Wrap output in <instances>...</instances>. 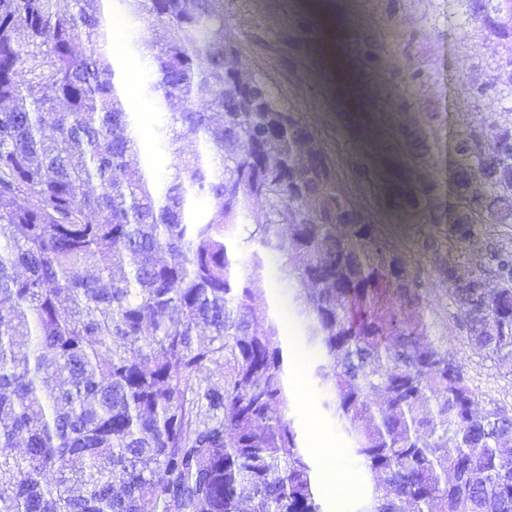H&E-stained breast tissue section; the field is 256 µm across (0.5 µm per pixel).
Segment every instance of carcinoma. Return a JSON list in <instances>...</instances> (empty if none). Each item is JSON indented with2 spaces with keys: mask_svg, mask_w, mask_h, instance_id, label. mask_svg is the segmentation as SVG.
I'll return each instance as SVG.
<instances>
[{
  "mask_svg": "<svg viewBox=\"0 0 512 512\" xmlns=\"http://www.w3.org/2000/svg\"><path fill=\"white\" fill-rule=\"evenodd\" d=\"M112 2L0 0V512H325L281 322L253 306L270 254L300 285L303 373L364 464L355 512H512V408L479 406L428 335L422 276L446 239L512 224V0H448L507 52L455 95L510 118L456 135L455 202L407 251L360 223L302 111L262 78L241 95L218 0H121L166 31L126 45L150 55L135 107ZM478 274L499 287L448 285L465 339L511 361L512 251Z\"/></svg>",
  "mask_w": 512,
  "mask_h": 512,
  "instance_id": "cac0c4a2",
  "label": "carcinoma"
}]
</instances>
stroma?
<instances>
[{"label": "stroma", "mask_w": 512, "mask_h": 512, "mask_svg": "<svg viewBox=\"0 0 512 512\" xmlns=\"http://www.w3.org/2000/svg\"><path fill=\"white\" fill-rule=\"evenodd\" d=\"M354 23L349 43L337 45L340 18L299 11L297 0H221L230 35L240 44L235 64L247 76L260 75L273 92L303 111L320 133L323 147L336 157L366 218L375 230L401 247L425 226L422 214L451 204L448 181L451 146L466 129L500 123L502 113L455 112L448 108V77L468 81L476 66L498 52L493 39H465L462 26H449L447 0H398L388 14L376 0H350ZM423 71L416 91L417 105L405 107V90L398 75ZM374 78L389 112L400 163L410 180L409 190L396 203L383 204L371 188V166L348 141L343 125L354 122L358 109L341 98L342 85L353 75ZM279 257H269L256 284V304L278 313L293 312L291 291L279 280ZM428 297L430 335L444 336L466 372L480 401L494 400L512 407V363L476 355L467 345L455 307L432 266H423ZM294 418L306 447L325 440L334 448L344 442L337 427L321 410L322 392L308 379L291 387ZM353 484L347 489L320 486L325 512H354L368 494L359 462L346 458Z\"/></svg>", "instance_id": "obj_1"}]
</instances>
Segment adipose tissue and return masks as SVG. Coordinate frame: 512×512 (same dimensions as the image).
Here are the masks:
<instances>
[{"mask_svg":"<svg viewBox=\"0 0 512 512\" xmlns=\"http://www.w3.org/2000/svg\"><path fill=\"white\" fill-rule=\"evenodd\" d=\"M364 97L369 105L377 107L376 121L366 127H349L347 133L356 149L370 156L372 189L382 197L386 194L384 170L387 165L395 162L399 149L391 137L387 113L378 108L379 100L374 83L365 85Z\"/></svg>","mask_w":512,"mask_h":512,"instance_id":"adipose-tissue-1","label":"adipose tissue"}]
</instances>
